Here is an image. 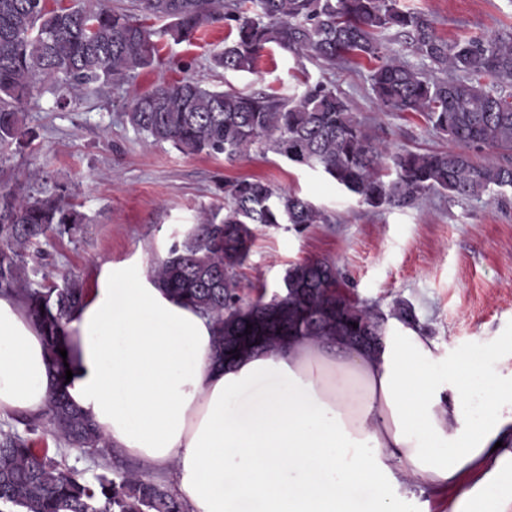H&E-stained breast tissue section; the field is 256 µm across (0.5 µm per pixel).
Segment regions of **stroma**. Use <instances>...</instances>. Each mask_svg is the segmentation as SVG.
Instances as JSON below:
<instances>
[{
	"instance_id": "35a3bbf8",
	"label": "stroma",
	"mask_w": 512,
	"mask_h": 512,
	"mask_svg": "<svg viewBox=\"0 0 512 512\" xmlns=\"http://www.w3.org/2000/svg\"><path fill=\"white\" fill-rule=\"evenodd\" d=\"M430 13L446 39L475 34H512V0H401ZM228 30L216 25L189 43L162 47L155 63L135 78L104 89L78 91L58 106V93L43 85L26 108V122L39 134L7 172L12 188L66 186L88 218L77 241L50 238L28 257L47 282L76 275L92 282L105 263L129 272L150 269L170 245L196 223L200 211L224 205V183L260 178L299 194L327 221L296 227L254 225L247 263L237 271L239 293L274 292L292 264L335 263L352 299L391 314L396 302L411 305L416 324L455 356L477 360L480 372L499 370L512 348V190L498 202L460 201L428 194L403 210H375L318 170L275 154L250 150L234 161L186 155L171 143H154L122 114L139 94L162 81L192 75L203 84L242 92L288 95L328 80L346 95L371 135L391 149L443 150L448 138L417 114L388 115L377 108L367 63L321 67L273 48L255 72L213 71L207 59ZM63 452V451H62ZM67 467L93 479L102 468L140 469L137 460L64 451Z\"/></svg>"
}]
</instances>
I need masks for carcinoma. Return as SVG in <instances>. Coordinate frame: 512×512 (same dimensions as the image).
Returning a JSON list of instances; mask_svg holds the SVG:
<instances>
[{
  "mask_svg": "<svg viewBox=\"0 0 512 512\" xmlns=\"http://www.w3.org/2000/svg\"><path fill=\"white\" fill-rule=\"evenodd\" d=\"M221 23L229 37L210 53L211 68L250 73L273 45L330 67L365 59L380 110L419 113L454 148L391 151L368 135L344 93L325 80L284 96L211 89L189 75L137 97L124 112L126 123L187 155L232 161L254 146L271 151L320 169L377 210L409 208L430 193L490 203L512 188V163H479L470 152H512V35L449 42L430 14L400 0H132L127 10L0 0V166L36 137L24 108L42 83H53L63 96L124 82L154 64L159 42H189ZM390 32L419 65L392 54ZM325 222L321 210L296 194L260 179L231 180L224 184V210L202 212L194 234L173 242L150 275L172 298L211 317L215 350L223 356L235 336L268 352L290 336H379L384 315L349 301L327 260L291 265L269 297L262 292L246 302L237 292L251 225ZM86 233V217L66 189L18 192L0 184V294L23 303L60 372L67 324L85 282L69 276L62 288L38 283L27 257L50 235L75 241ZM22 424L25 434L0 432V505L19 512H188L183 499L143 473L106 471L90 485L49 449L34 447L30 435L41 426L82 454L104 447L65 387L52 395L41 422Z\"/></svg>",
  "mask_w": 512,
  "mask_h": 512,
  "instance_id": "obj_1",
  "label": "carcinoma"
}]
</instances>
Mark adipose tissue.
<instances>
[{"instance_id":"obj_1","label":"adipose tissue","mask_w":512,"mask_h":512,"mask_svg":"<svg viewBox=\"0 0 512 512\" xmlns=\"http://www.w3.org/2000/svg\"><path fill=\"white\" fill-rule=\"evenodd\" d=\"M68 331L71 401L108 445L167 470L190 512H401L415 487L448 512H512V367L476 377L414 324L387 319L373 350L297 336L225 363L208 317L107 264ZM56 387L39 328L0 295V412H42Z\"/></svg>"}]
</instances>
